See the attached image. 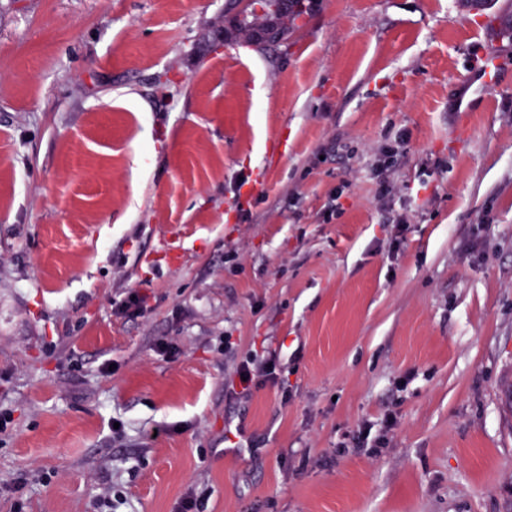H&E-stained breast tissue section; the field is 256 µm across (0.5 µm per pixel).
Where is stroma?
<instances>
[{
	"instance_id": "stroma-1",
	"label": "stroma",
	"mask_w": 512,
	"mask_h": 512,
	"mask_svg": "<svg viewBox=\"0 0 512 512\" xmlns=\"http://www.w3.org/2000/svg\"><path fill=\"white\" fill-rule=\"evenodd\" d=\"M238 15L0 0V512H512V0ZM303 0H250L249 4L242 11L244 27L252 26L254 20L266 19V23L261 24L257 31L252 33V39L260 50H265L271 46H279L288 40L290 27L280 21V17H288L290 13L299 17L300 3ZM258 10L261 15L258 14ZM251 18L250 21H247ZM264 31L270 37L267 40L259 39L257 34ZM276 368L277 363L275 359H270L261 364H255L252 359L243 361L237 371L239 384L241 386L240 394L245 397L251 392V387L254 385L256 377H265L273 380L280 377L281 382H284L285 376H282V370L279 369L280 374H277ZM242 377H246V381H243Z\"/></svg>"
}]
</instances>
